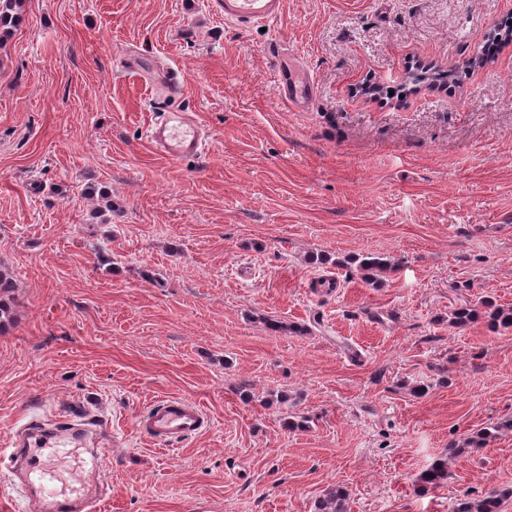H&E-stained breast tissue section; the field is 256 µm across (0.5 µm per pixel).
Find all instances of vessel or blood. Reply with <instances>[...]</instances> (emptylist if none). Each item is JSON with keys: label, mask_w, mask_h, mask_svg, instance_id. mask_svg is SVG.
Returning a JSON list of instances; mask_svg holds the SVG:
<instances>
[{"label": "vessel or blood", "mask_w": 512, "mask_h": 512, "mask_svg": "<svg viewBox=\"0 0 512 512\" xmlns=\"http://www.w3.org/2000/svg\"><path fill=\"white\" fill-rule=\"evenodd\" d=\"M225 19L240 23L262 24L276 18L283 0H217ZM278 89L282 100L293 109L304 108L311 85L289 68H279ZM152 144L163 155L182 159L201 154L203 134L193 118L177 110L160 113L149 129ZM205 415L201 408L181 399L157 401L138 428L152 440L175 445L201 432ZM84 430L71 428L63 438H48L38 421H30L15 444L25 456L13 473V481L22 492L16 504L18 512H98L99 494L85 475L99 471L100 454H86Z\"/></svg>", "instance_id": "vessel-or-blood-1"}]
</instances>
